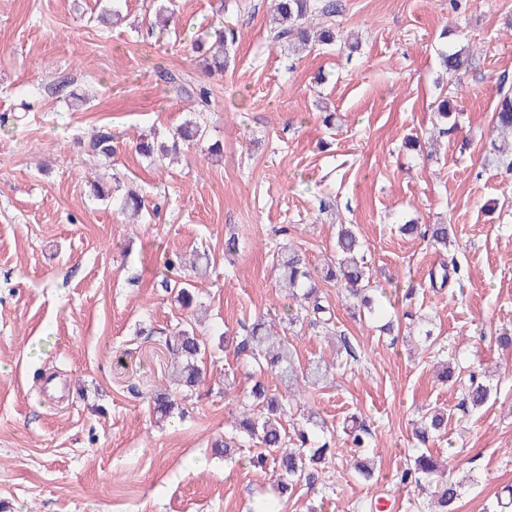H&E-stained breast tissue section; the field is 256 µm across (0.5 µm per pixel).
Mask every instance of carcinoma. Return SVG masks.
<instances>
[{"label": "carcinoma", "mask_w": 512, "mask_h": 512, "mask_svg": "<svg viewBox=\"0 0 512 512\" xmlns=\"http://www.w3.org/2000/svg\"><path fill=\"white\" fill-rule=\"evenodd\" d=\"M339 12L336 0H271L272 22L268 27V39L273 47H288L295 54L313 48V43L332 45L341 40V34L332 27L331 19ZM213 44L216 51L204 58L208 72L224 71L228 61L227 37L223 28L214 30ZM446 72L455 74L469 66V50L465 47L440 53ZM495 130L504 134L500 143H492L491 161L505 168L512 175V91H500L492 115ZM204 129L196 118L185 121L172 138L160 141H141L136 149L144 156L167 155L180 150L182 142H199ZM91 149L98 155L110 156L113 152L112 133L99 132L91 142ZM404 235L428 236L433 242L448 248L454 243L450 224H430L422 227L415 219L400 225ZM276 267L279 270L278 288L287 292L288 299L297 303L296 312L288 317L289 323L307 321L330 339L338 336L331 305L320 294L314 272L301 254L285 246L277 251ZM324 277L336 280L344 289V299L359 314L383 318L384 304L379 302L378 289L372 286V272L364 254L363 243L357 226L341 224L336 236V256L333 265L327 267ZM243 333L235 337L233 347L237 356L250 361L259 378L250 392L252 407H243L234 422L233 429L254 441L261 451L249 457L255 468L270 467L278 472L277 492L280 498H290L297 486L305 484L312 489L324 482L329 463L336 458L334 432L326 424L306 417L304 423L293 428V434L282 431V419L292 409L298 408V400L306 387L319 384L329 378L333 369L341 362L356 359L353 347L346 337H340L336 357L328 361L323 357L308 362L303 367L296 362L287 338H276L271 325L260 315L249 325L242 326ZM164 345L177 363L174 382L178 391L184 392L177 399L168 392L152 396L153 412L162 418L175 414L184 415L180 401L191 396L200 386L201 371L197 358L201 351V340L194 331L175 327L165 333ZM271 373L279 379L282 389H270L265 383V374ZM491 387L470 375L469 384L463 390L464 400L477 408L489 398ZM448 425V413L439 408L428 411L421 417L415 436L421 442L441 434ZM401 482L428 486L434 493L437 512H456V503L461 496L460 486L448 481L444 460L423 451L413 459L411 467L404 469Z\"/></svg>", "instance_id": "obj_1"}]
</instances>
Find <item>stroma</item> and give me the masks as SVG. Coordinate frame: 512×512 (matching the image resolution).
I'll return each mask as SVG.
<instances>
[{
  "label": "stroma",
  "mask_w": 512,
  "mask_h": 512,
  "mask_svg": "<svg viewBox=\"0 0 512 512\" xmlns=\"http://www.w3.org/2000/svg\"><path fill=\"white\" fill-rule=\"evenodd\" d=\"M340 2L336 29L358 48L292 56L266 41L270 0H174V26L154 31L150 0H0V512H262L274 472L211 451L253 383L224 340L287 312L280 244L318 271L340 224L359 226L392 315L422 309L436 341L422 351L406 331L380 333L323 284L358 359L304 398L335 430L328 488H298L281 512H428L425 492L396 478L424 447L463 481L459 512H500L512 497V350L496 342L512 326V176L484 161L497 93L512 90V0ZM114 5L118 23H96ZM220 26L234 58L210 78L192 45ZM453 43L473 59L449 75L439 54ZM167 73L210 89L206 141L221 156L193 144L174 160L137 153L140 135L170 137L197 107ZM443 98L459 113L448 135ZM107 129L117 151L96 155L90 139ZM116 176L142 195L139 222L94 196ZM409 218L451 224L455 245L401 236ZM196 255L209 265L188 272L184 307L160 286L164 262ZM451 256L463 281L431 287ZM190 322L204 381L163 422L150 398L168 388L171 359L143 330ZM446 359L461 380L492 371L486 405L437 382ZM435 406L448 429L424 445L413 425ZM354 416L372 433L368 482L350 463Z\"/></svg>",
  "instance_id": "1"
}]
</instances>
